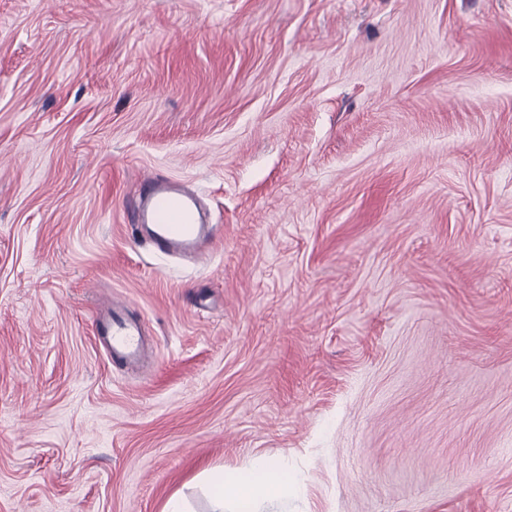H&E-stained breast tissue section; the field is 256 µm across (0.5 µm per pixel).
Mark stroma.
<instances>
[{
	"label": "stroma",
	"instance_id": "obj_1",
	"mask_svg": "<svg viewBox=\"0 0 512 512\" xmlns=\"http://www.w3.org/2000/svg\"><path fill=\"white\" fill-rule=\"evenodd\" d=\"M259 455L308 493L264 512H512V0H0V512H211ZM127 214L133 231L161 254L201 259L203 241L216 239L213 224L201 220L196 195L159 175L142 180ZM93 333L102 342L112 364H128L139 359L143 346V329L127 313L114 312L108 319L96 320L93 323Z\"/></svg>",
	"mask_w": 512,
	"mask_h": 512
}]
</instances>
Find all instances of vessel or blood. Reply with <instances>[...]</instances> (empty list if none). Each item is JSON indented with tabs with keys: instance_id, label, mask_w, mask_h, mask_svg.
Here are the masks:
<instances>
[{
	"instance_id": "vessel-or-blood-1",
	"label": "vessel or blood",
	"mask_w": 512,
	"mask_h": 512,
	"mask_svg": "<svg viewBox=\"0 0 512 512\" xmlns=\"http://www.w3.org/2000/svg\"><path fill=\"white\" fill-rule=\"evenodd\" d=\"M127 214L135 233L165 255L202 258V243L214 240L212 225L200 217L196 195L170 180L154 175L143 180L138 198ZM93 333L102 342L111 363L136 362L143 346L141 324L127 313L116 312L96 321Z\"/></svg>"
}]
</instances>
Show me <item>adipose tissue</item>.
<instances>
[{
    "label": "adipose tissue",
    "mask_w": 512,
    "mask_h": 512,
    "mask_svg": "<svg viewBox=\"0 0 512 512\" xmlns=\"http://www.w3.org/2000/svg\"><path fill=\"white\" fill-rule=\"evenodd\" d=\"M210 486L216 512H260L265 502L285 503L306 496L302 488L289 482L279 462L265 457L256 458L241 479L213 474Z\"/></svg>",
    "instance_id": "ef3b65f1"
}]
</instances>
